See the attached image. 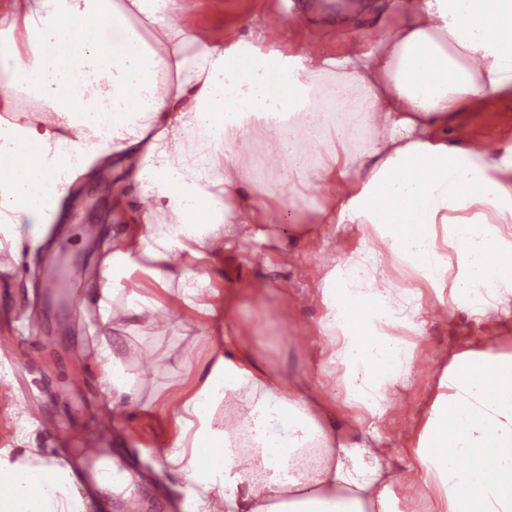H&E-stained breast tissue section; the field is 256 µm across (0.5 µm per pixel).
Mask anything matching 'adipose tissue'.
<instances>
[{
  "label": "adipose tissue",
  "instance_id": "1",
  "mask_svg": "<svg viewBox=\"0 0 512 512\" xmlns=\"http://www.w3.org/2000/svg\"><path fill=\"white\" fill-rule=\"evenodd\" d=\"M398 22L371 49L259 53L223 33L182 27L185 0H10L0 10V68L56 119L40 125L0 93V223L11 235L56 213L99 159L131 172L147 206L137 248L121 244L104 278L142 271L202 287L175 251L206 258L214 242L189 216L220 207L224 224L254 212L236 174L255 138L285 171L279 203L333 190L323 222L355 225L361 245L319 292L315 344L342 372L347 411L329 417L302 382L281 385L249 359L238 328L199 389L172 411L167 460L195 512H415L384 447L388 393L411 375L425 294L479 321L512 319V145L448 139L454 113L512 94V52L498 34L512 0H395ZM111 27V42L80 38ZM153 39H145V32ZM246 413L212 428L226 395ZM302 448H322L313 474ZM414 486L441 512H512V353L474 337L444 367L417 432ZM0 512H86L67 471L10 461L0 449Z\"/></svg>",
  "mask_w": 512,
  "mask_h": 512
}]
</instances>
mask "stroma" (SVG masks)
<instances>
[{"instance_id": "1", "label": "stroma", "mask_w": 512, "mask_h": 512, "mask_svg": "<svg viewBox=\"0 0 512 512\" xmlns=\"http://www.w3.org/2000/svg\"><path fill=\"white\" fill-rule=\"evenodd\" d=\"M344 2L336 10L322 0H197L182 23L195 31L221 30L228 44L248 34L261 36L265 52L288 54L313 42L332 57L355 40L374 46L397 23L393 0ZM295 12L302 14V23L292 21ZM452 131L473 145L512 144V95L456 113ZM138 200L137 184L115 183L107 159L74 181L37 236L25 234L16 245L0 246V273L8 275V287L0 293V321L24 316L16 338L0 340V448L11 449L16 459L60 464L80 458L77 437L92 429L117 398L102 380L108 361L99 355L104 341H116L115 356L136 398L126 402L103 444L114 449L119 469L131 474L138 512H189L184 485L168 471L164 457L179 433L170 399L196 392L204 367L221 352L218 337L229 322L247 331L248 352L271 376L308 380L329 409L339 408V375L321 373L307 343L323 313L320 282L336 258L358 247L360 235L317 223L316 209L325 200L316 196L308 206L261 212L250 229L222 227L224 252L211 261H189V269L211 282L213 313L185 305L179 280L161 285L140 271L115 284L109 301L101 302L108 251L121 239L138 237L139 227L128 217ZM90 217L96 220L91 237L84 230ZM257 280L269 286L264 296L255 293ZM133 291L168 307L171 322L157 325L147 311L122 314ZM475 332L464 309L446 311L415 336L414 360L440 369L443 354L463 346ZM145 356L153 359L151 369L141 367ZM431 394L430 379L416 377L390 396L384 434L396 466L416 461L409 433L419 426ZM42 415L62 422L70 441L49 437L38 421Z\"/></svg>"}]
</instances>
